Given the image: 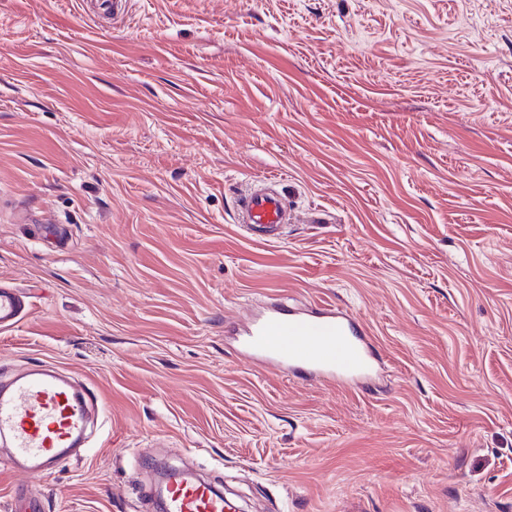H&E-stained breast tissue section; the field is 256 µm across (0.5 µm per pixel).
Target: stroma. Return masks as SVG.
<instances>
[{"instance_id": "obj_1", "label": "stroma", "mask_w": 512, "mask_h": 512, "mask_svg": "<svg viewBox=\"0 0 512 512\" xmlns=\"http://www.w3.org/2000/svg\"><path fill=\"white\" fill-rule=\"evenodd\" d=\"M275 179L293 218L244 232ZM0 381L97 402L0 512H155L156 464L239 512H512V0H0ZM353 315L366 384L245 360L229 323ZM129 6L130 2L127 0H100L89 8V12L97 21L106 18L116 24L126 16ZM25 297L15 288L0 286V328L16 325L23 317Z\"/></svg>"}]
</instances>
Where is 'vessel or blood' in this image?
I'll list each match as a JSON object with an SVG mask.
<instances>
[{
    "mask_svg": "<svg viewBox=\"0 0 512 512\" xmlns=\"http://www.w3.org/2000/svg\"><path fill=\"white\" fill-rule=\"evenodd\" d=\"M129 0H97L94 19L122 20ZM287 220L283 197L271 188L250 187L239 197V221L275 234ZM26 302L16 289L0 286V328L16 325ZM239 350L261 363L274 362L294 373L334 383L367 376L375 357L359 322L332 305L308 310L272 309L234 328ZM88 401L53 367L41 366L0 384V437L7 439L15 460L46 472L56 469L64 449L75 447L85 431ZM169 512H224V497L211 485L170 477Z\"/></svg>",
    "mask_w": 512,
    "mask_h": 512,
    "instance_id": "vessel-or-blood-1",
    "label": "vessel or blood"
}]
</instances>
